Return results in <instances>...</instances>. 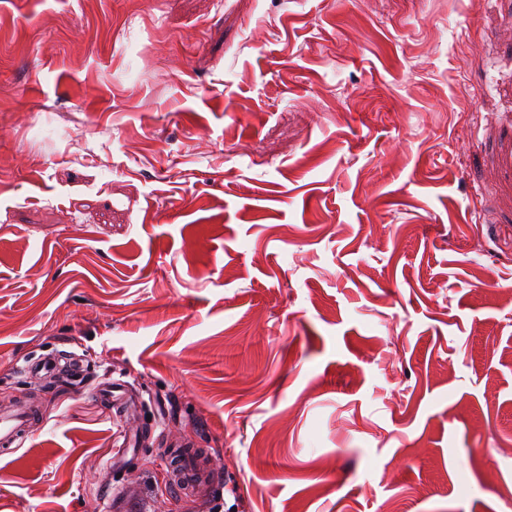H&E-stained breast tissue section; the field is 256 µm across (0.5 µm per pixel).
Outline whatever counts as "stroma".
<instances>
[{
  "mask_svg": "<svg viewBox=\"0 0 512 512\" xmlns=\"http://www.w3.org/2000/svg\"><path fill=\"white\" fill-rule=\"evenodd\" d=\"M17 403L0 512H506L512 0H0ZM179 484L177 486H183V489L189 492H200L204 486L208 485L209 477L204 473L200 472L196 466L192 464H185L179 481H174Z\"/></svg>",
  "mask_w": 512,
  "mask_h": 512,
  "instance_id": "35a3bbf8",
  "label": "stroma"
}]
</instances>
